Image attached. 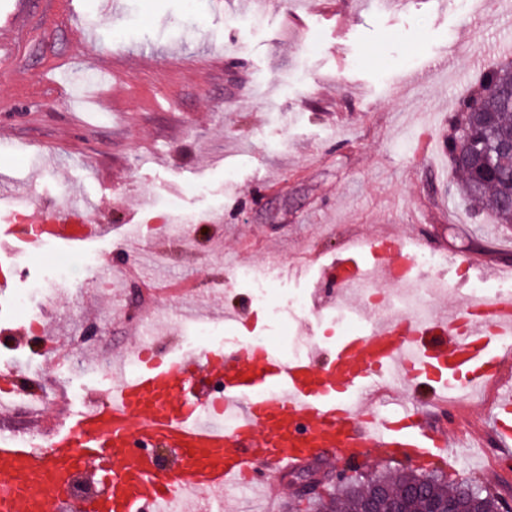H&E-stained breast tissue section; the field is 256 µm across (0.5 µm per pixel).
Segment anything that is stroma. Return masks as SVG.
Listing matches in <instances>:
<instances>
[{
    "label": "stroma",
    "instance_id": "1",
    "mask_svg": "<svg viewBox=\"0 0 512 512\" xmlns=\"http://www.w3.org/2000/svg\"><path fill=\"white\" fill-rule=\"evenodd\" d=\"M31 12L0 53V195L24 186L20 206L47 200L81 209L99 204L102 233L72 249L46 245L22 257L16 291L36 287L49 262L68 260L72 285L42 310L47 336L30 338L25 312L0 303V367L16 362L60 378V405L84 406L105 391L103 370L70 369L68 352L89 323L71 312L91 299L111 316L94 354L131 349L153 316L152 335L173 357L220 351L225 340H263L288 351L339 337L332 318L305 323L289 308L315 298L345 243L398 233L407 249L439 257L447 288L433 306L463 307L466 260L492 275L490 296L512 291L494 277L512 268V224L470 208L456 175H442L449 121L489 65L512 59V26L475 25L473 0H274L258 23L242 22L243 0H30ZM90 29L92 41L79 31ZM203 191H196L197 183ZM199 217L189 243L165 227L170 201ZM141 228L130 246L133 228ZM142 252L169 254L156 281H183L188 293L149 302L130 278ZM112 290L87 278L86 260ZM276 260L277 314L256 302L236 268ZM209 302L225 337L205 341L159 315ZM248 314L251 330L228 321ZM429 434L454 440L447 454L403 459L372 451L349 481L397 472L435 473L448 483L490 487L512 499V455L488 430L486 392L445 411L415 393Z\"/></svg>",
    "mask_w": 512,
    "mask_h": 512
}]
</instances>
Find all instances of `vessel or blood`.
Here are the masks:
<instances>
[{"label":"vessel or blood","mask_w":512,"mask_h":512,"mask_svg":"<svg viewBox=\"0 0 512 512\" xmlns=\"http://www.w3.org/2000/svg\"><path fill=\"white\" fill-rule=\"evenodd\" d=\"M100 225H77L69 208L46 201L24 213H0V252L16 260L49 243L98 236ZM410 255L398 238L380 235L350 246L330 267L339 288L399 283ZM143 358L127 372L113 365L105 399L60 416L38 439L0 433V512H194L207 492L210 512H223L226 489L264 482L311 459L358 463L367 448L413 456L428 434L410 411L364 418L381 380L390 394L424 380L440 404L461 390L500 385L503 354L512 351V297L469 303L437 321L374 315L368 328L345 336L331 351L311 345L284 359L267 343H235L223 354L183 352ZM221 380L219 390L210 380ZM494 421L500 445L512 442V391L503 392ZM109 472L103 491L78 500L65 491L75 473Z\"/></svg>","instance_id":"vessel-or-blood-1"}]
</instances>
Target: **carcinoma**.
Segmentation results:
<instances>
[{"instance_id":"carcinoma-1","label":"carcinoma","mask_w":512,"mask_h":512,"mask_svg":"<svg viewBox=\"0 0 512 512\" xmlns=\"http://www.w3.org/2000/svg\"><path fill=\"white\" fill-rule=\"evenodd\" d=\"M461 116L452 124L448 153L461 178V190L503 224L512 223V154L496 148L495 133L512 129V64L487 67L477 89L459 103ZM383 486L402 497L407 512H425L427 502H452L457 508L471 506L462 495L464 484L443 485L433 474L400 472L360 481L342 490H331L327 501L308 502L310 512H360L362 503L376 487ZM480 512H497L501 496L488 488L476 496Z\"/></svg>"}]
</instances>
